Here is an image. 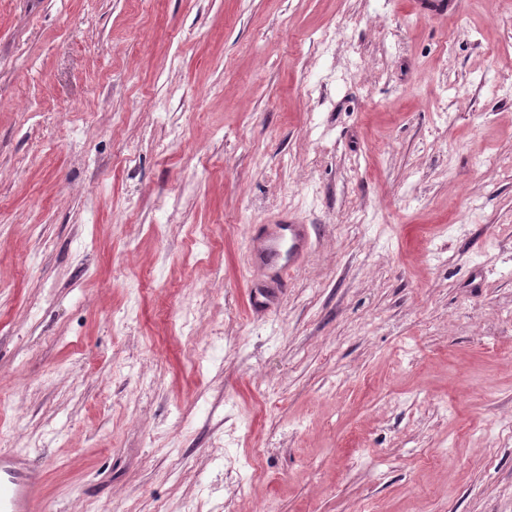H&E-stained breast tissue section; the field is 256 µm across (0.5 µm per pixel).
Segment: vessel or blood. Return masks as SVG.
<instances>
[{"label":"vessel or blood","mask_w":512,"mask_h":512,"mask_svg":"<svg viewBox=\"0 0 512 512\" xmlns=\"http://www.w3.org/2000/svg\"><path fill=\"white\" fill-rule=\"evenodd\" d=\"M310 246V230L305 224H271L254 239V260L259 267L273 268L281 259L297 261ZM43 497L40 470L0 452V512H36Z\"/></svg>","instance_id":"b4317fda"}]
</instances>
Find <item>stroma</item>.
Returning <instances> with one entry per match:
<instances>
[{
  "label": "stroma",
  "mask_w": 512,
  "mask_h": 512,
  "mask_svg": "<svg viewBox=\"0 0 512 512\" xmlns=\"http://www.w3.org/2000/svg\"><path fill=\"white\" fill-rule=\"evenodd\" d=\"M257 224H310L271 303ZM0 450L39 512H512V0H0Z\"/></svg>",
  "instance_id": "1"
}]
</instances>
